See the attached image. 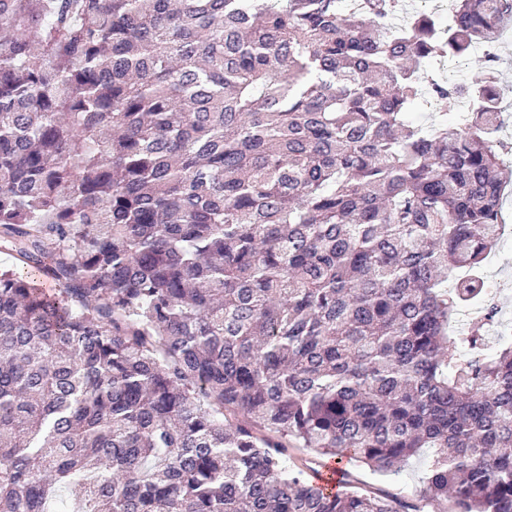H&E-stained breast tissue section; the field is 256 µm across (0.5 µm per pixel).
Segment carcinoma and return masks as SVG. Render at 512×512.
Masks as SVG:
<instances>
[{"mask_svg": "<svg viewBox=\"0 0 512 512\" xmlns=\"http://www.w3.org/2000/svg\"><path fill=\"white\" fill-rule=\"evenodd\" d=\"M398 2L0 0V512H419L288 438L512 512V334L457 327L498 309V58L421 69L512 0ZM482 54L479 50L476 53H473L470 57L466 59H452L446 58L443 63L444 70L443 73H439L438 64L434 66L435 70L441 74L445 79L454 81V75L457 71L463 72V76L460 81L465 80L467 83H471L480 75V67H481V58ZM329 459L320 455L317 451L311 448H298L296 445H288V463L304 464L308 469L307 472L312 480H316L319 473L324 470V467L329 464ZM320 482L329 483L334 485L336 483V473L332 468L319 474L317 478Z\"/></svg>", "mask_w": 512, "mask_h": 512, "instance_id": "obj_1", "label": "carcinoma"}]
</instances>
